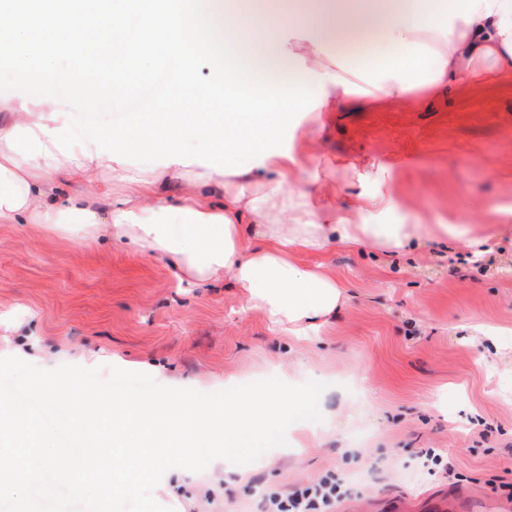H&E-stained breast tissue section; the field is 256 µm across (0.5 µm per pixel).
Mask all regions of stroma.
Listing matches in <instances>:
<instances>
[{
  "label": "stroma",
  "mask_w": 512,
  "mask_h": 512,
  "mask_svg": "<svg viewBox=\"0 0 512 512\" xmlns=\"http://www.w3.org/2000/svg\"><path fill=\"white\" fill-rule=\"evenodd\" d=\"M292 186L337 208L393 193L375 224L416 220L401 248L329 243L311 256L345 305L309 340L271 330L232 281L186 288L165 260L46 224H0V357L151 375L201 393L276 377L324 383L320 420L258 461L167 473L173 512H262L323 477L354 483L337 512H512V73L416 87L401 103L351 96L284 138ZM466 224L488 249L441 240ZM439 456L429 467L426 453Z\"/></svg>",
  "instance_id": "obj_1"
}]
</instances>
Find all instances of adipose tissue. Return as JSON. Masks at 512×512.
Returning a JSON list of instances; mask_svg holds the SVG:
<instances>
[{
  "label": "adipose tissue",
  "instance_id": "adipose-tissue-1",
  "mask_svg": "<svg viewBox=\"0 0 512 512\" xmlns=\"http://www.w3.org/2000/svg\"><path fill=\"white\" fill-rule=\"evenodd\" d=\"M210 10L242 63L266 80L308 85L322 113L363 76L338 53L359 41L391 50L376 100L407 96L421 73L439 86L512 72V0H298L286 10L271 0H210ZM54 109L0 98V224L66 226L85 243L109 236L166 257L176 277L200 285L230 277L248 309L278 331L301 335L345 304L336 279L302 264L303 255L333 238L399 248L419 232L415 224L353 222L313 191L290 188L293 155L268 156L242 174L66 158L39 129L55 128Z\"/></svg>",
  "mask_w": 512,
  "mask_h": 512
}]
</instances>
